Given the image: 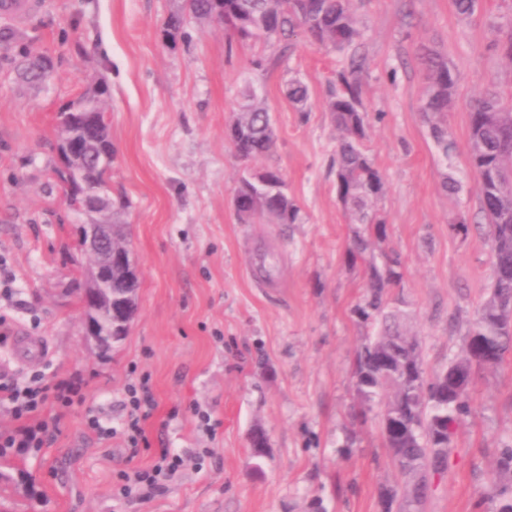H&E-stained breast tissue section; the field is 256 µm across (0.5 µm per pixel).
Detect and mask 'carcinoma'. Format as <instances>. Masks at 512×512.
Masks as SVG:
<instances>
[{"instance_id": "obj_1", "label": "carcinoma", "mask_w": 512, "mask_h": 512, "mask_svg": "<svg viewBox=\"0 0 512 512\" xmlns=\"http://www.w3.org/2000/svg\"><path fill=\"white\" fill-rule=\"evenodd\" d=\"M213 0H186L185 11L194 18L209 13ZM224 30L238 41L265 43L273 37L289 40L301 34L311 42L338 51L356 50L361 32L352 8V0H224ZM35 54L22 55L19 75L29 81L42 80L34 69ZM425 96L421 112L430 125L436 149L448 161L457 145L448 134L445 114L452 106L460 74L435 54L421 58ZM357 56L350 67L336 73L326 109L339 132L333 166L336 187L348 223L358 225L348 250L349 262L361 265L365 280L363 299L353 309L357 320L373 329L357 350L353 370V390L360 406L355 415L391 395L383 404L381 434L404 478V501L410 506L421 503L427 494L428 476L441 471L453 451L456 427L471 413L470 386L476 373L498 367L512 353V102L495 91H487L469 110V164L477 177L476 189L481 213L489 223L492 255L488 299L476 310L464 339L463 354L426 374L417 339L401 324L398 302L391 301L387 288L403 278V266L397 253L375 252L387 238V225L376 205L386 193L381 171L366 150V114L361 111V86L355 78ZM106 91L94 88L79 100L61 108L57 127L80 133L79 113L98 112L106 118ZM286 96L300 112L307 111L308 87L299 80L288 83ZM246 131L227 136L235 155L243 161L257 160L274 148L275 138L269 108L255 90L247 88ZM113 147L108 122H103L102 140L88 149L90 161L73 169L78 178L90 171L100 183L108 179ZM278 187L270 207L254 206L255 197L265 187L254 180L255 173L242 176L234 197L239 211L248 217H269L278 224L299 222V209L288 196L285 181L273 168L261 170ZM60 193L66 204L79 210V200L66 180L54 169ZM134 265L112 269V295L119 297L124 288H137ZM498 478L490 499L494 512H512V443L500 447Z\"/></svg>"}]
</instances>
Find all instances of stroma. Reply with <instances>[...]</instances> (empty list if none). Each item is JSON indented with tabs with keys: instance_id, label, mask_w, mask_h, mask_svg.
Instances as JSON below:
<instances>
[{
	"instance_id": "obj_1",
	"label": "stroma",
	"mask_w": 512,
	"mask_h": 512,
	"mask_svg": "<svg viewBox=\"0 0 512 512\" xmlns=\"http://www.w3.org/2000/svg\"><path fill=\"white\" fill-rule=\"evenodd\" d=\"M183 8V0H40L23 24L0 20V276L10 288L0 293V318L50 349L17 364L11 344L1 345L0 375H76L87 394L47 448L9 452L0 512H386L382 495L402 478L380 412L362 425L350 416L353 358L368 333L352 314L364 278L346 259L354 227L336 194L338 132L325 107L348 55L300 37L288 47L275 38L232 44L219 24L192 18L188 38L169 41L166 23ZM353 9L366 146L387 186L385 245L404 267L387 294L403 298L406 328L432 370L461 355L488 295L468 112L485 90L512 95V62L494 48L512 0H479L466 18L454 0H353ZM24 46L51 58L45 83L18 77ZM429 50L461 76L448 112L458 149L448 162L420 111ZM292 78L309 88L307 112L283 93ZM101 84L115 149L112 201L139 280L128 333L106 352L83 333L73 289L86 266L83 219L53 176L58 110ZM250 85L265 95L276 133L272 153L252 167L281 172L298 223H246L234 209L244 165L225 129ZM447 178L457 192L443 189ZM460 217L468 235L451 228ZM259 248L272 263L266 288L252 277ZM144 376L157 408L133 456L120 431L124 388ZM471 405L419 512H492L495 452L512 440V357L476 377ZM91 410L108 419L112 437L86 430ZM200 410L210 433L198 427ZM257 427L268 441L259 456L249 441ZM165 448L186 457L181 475L150 499L118 497L117 472L147 467Z\"/></svg>"
}]
</instances>
